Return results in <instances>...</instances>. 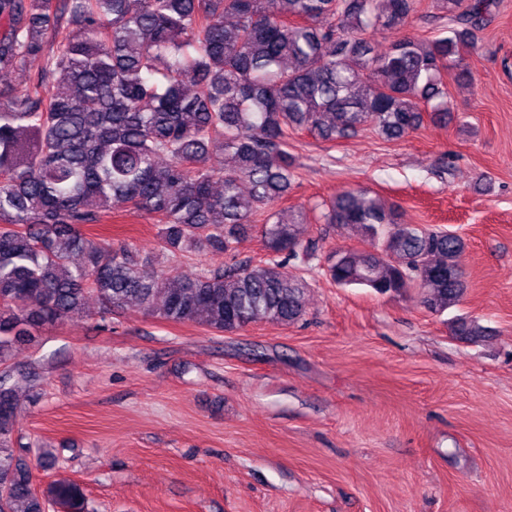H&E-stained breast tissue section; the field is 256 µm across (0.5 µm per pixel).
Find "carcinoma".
Masks as SVG:
<instances>
[{
    "instance_id": "obj_1",
    "label": "carcinoma",
    "mask_w": 512,
    "mask_h": 512,
    "mask_svg": "<svg viewBox=\"0 0 512 512\" xmlns=\"http://www.w3.org/2000/svg\"><path fill=\"white\" fill-rule=\"evenodd\" d=\"M448 35L369 39L402 26L415 0H0V75L29 72L0 99V512L78 503L72 483L41 493L14 446L17 384L35 369L7 366L16 345L85 316L145 314L213 331L288 325L305 315L306 282L288 265L314 256L300 226L357 228L371 250L338 252L326 276L341 288L387 295L421 290L442 314L466 290L463 239L407 224L370 192L275 210L296 165L288 131L324 141L364 127L393 140L448 119L443 73L478 49L495 0H438ZM224 155L210 163V150ZM161 225L170 256L222 255L267 213L268 259L193 274L154 267L132 250L90 238L112 201ZM80 261H73V257ZM454 336L486 330L459 316Z\"/></svg>"
}]
</instances>
